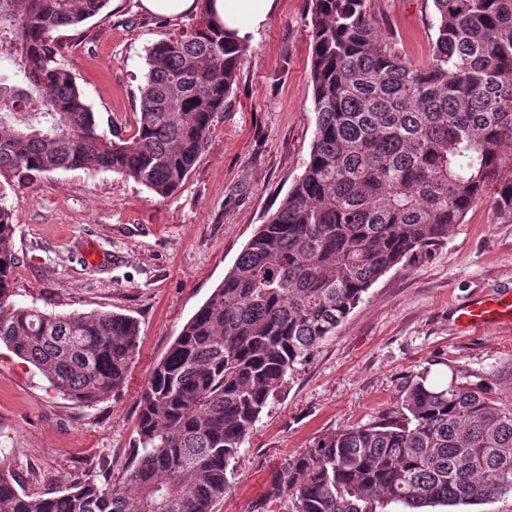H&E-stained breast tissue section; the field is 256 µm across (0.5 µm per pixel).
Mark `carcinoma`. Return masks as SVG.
I'll return each instance as SVG.
<instances>
[{
	"label": "carcinoma",
	"instance_id": "carcinoma-1",
	"mask_svg": "<svg viewBox=\"0 0 512 512\" xmlns=\"http://www.w3.org/2000/svg\"><path fill=\"white\" fill-rule=\"evenodd\" d=\"M436 37L416 66L377 27L373 0H309L316 113L303 172L224 280L186 322L140 398L133 460L29 494L0 464V512H212L271 399L380 277L445 244L491 194L512 215V0H432ZM109 0H0V343L58 394L91 405L120 391L137 322L13 301L14 182L96 168L171 197L194 168L247 45L207 13L148 47L129 138L99 132L53 33ZM425 369L366 424L327 432L271 474L259 506L389 512L512 495V376Z\"/></svg>",
	"mask_w": 512,
	"mask_h": 512
}]
</instances>
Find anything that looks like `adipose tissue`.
Wrapping results in <instances>:
<instances>
[{
    "label": "adipose tissue",
    "mask_w": 512,
    "mask_h": 512,
    "mask_svg": "<svg viewBox=\"0 0 512 512\" xmlns=\"http://www.w3.org/2000/svg\"><path fill=\"white\" fill-rule=\"evenodd\" d=\"M147 13L179 18L207 9L227 33L241 41L250 40L276 8V0H141Z\"/></svg>",
    "instance_id": "obj_1"
}]
</instances>
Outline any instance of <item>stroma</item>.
Instances as JSON below:
<instances>
[{
    "label": "stroma",
    "instance_id": "35a3bbf8",
    "mask_svg": "<svg viewBox=\"0 0 512 512\" xmlns=\"http://www.w3.org/2000/svg\"><path fill=\"white\" fill-rule=\"evenodd\" d=\"M379 30L422 64L435 30L432 0H374ZM108 17L59 33L72 72L105 134L134 132L145 50L183 22L110 0ZM307 0H277L248 44L238 79L207 145L171 197L131 178L54 170L16 183L15 301L56 313L134 317L139 351L124 388L87 406L52 392L45 377L0 346V460L30 494L131 461L139 400L185 323L207 300L309 157L316 114L309 82ZM512 286V217L484 197L427 257L388 271L264 411L237 459L232 490L213 512H252L270 474L320 434L374 420L411 374L464 363L512 367V338L487 326L462 334L458 306Z\"/></svg>",
    "mask_w": 512,
    "mask_h": 512
}]
</instances>
